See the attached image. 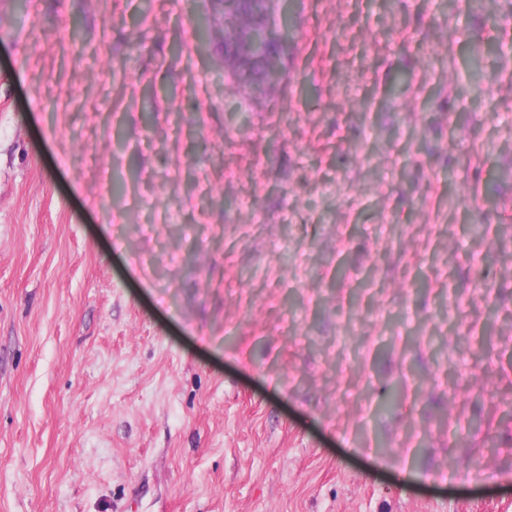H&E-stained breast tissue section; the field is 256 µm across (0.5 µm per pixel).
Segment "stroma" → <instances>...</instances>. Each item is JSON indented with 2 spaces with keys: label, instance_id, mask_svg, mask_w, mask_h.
Instances as JSON below:
<instances>
[{
  "label": "stroma",
  "instance_id": "1",
  "mask_svg": "<svg viewBox=\"0 0 512 512\" xmlns=\"http://www.w3.org/2000/svg\"><path fill=\"white\" fill-rule=\"evenodd\" d=\"M495 13L298 0L271 97L191 0H0V512H512Z\"/></svg>",
  "mask_w": 512,
  "mask_h": 512
}]
</instances>
